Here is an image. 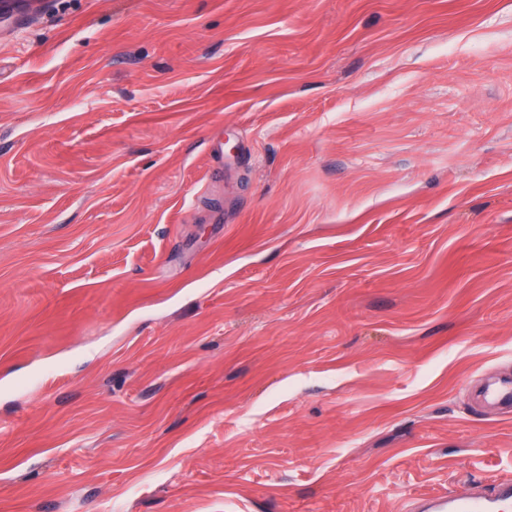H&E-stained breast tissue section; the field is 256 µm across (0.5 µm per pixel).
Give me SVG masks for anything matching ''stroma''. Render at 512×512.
<instances>
[{"label":"stroma","instance_id":"35a3bbf8","mask_svg":"<svg viewBox=\"0 0 512 512\" xmlns=\"http://www.w3.org/2000/svg\"><path fill=\"white\" fill-rule=\"evenodd\" d=\"M48 2L0 31V512L512 480V0Z\"/></svg>","mask_w":512,"mask_h":512}]
</instances>
